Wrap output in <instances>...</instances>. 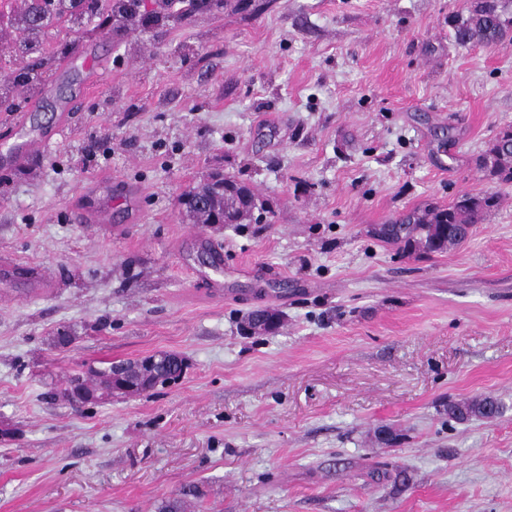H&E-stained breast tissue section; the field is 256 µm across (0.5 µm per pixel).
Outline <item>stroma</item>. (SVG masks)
I'll return each instance as SVG.
<instances>
[{"mask_svg":"<svg viewBox=\"0 0 512 512\" xmlns=\"http://www.w3.org/2000/svg\"><path fill=\"white\" fill-rule=\"evenodd\" d=\"M470 4L143 0L164 21L85 20L110 79L39 155L0 163V254L55 276L0 304V512H159L190 487L188 512H512V182L478 167L512 126V38L458 44ZM70 37L46 27L58 83L34 109L0 59L43 128L86 76ZM216 173L255 191L252 218L183 209ZM102 174L111 223H77ZM463 192L499 202L456 248L372 233ZM255 308L279 328L249 333ZM160 352L184 358L179 380L61 396L74 372ZM488 395L495 418L449 419Z\"/></svg>","mask_w":512,"mask_h":512,"instance_id":"35a3bbf8","label":"stroma"}]
</instances>
